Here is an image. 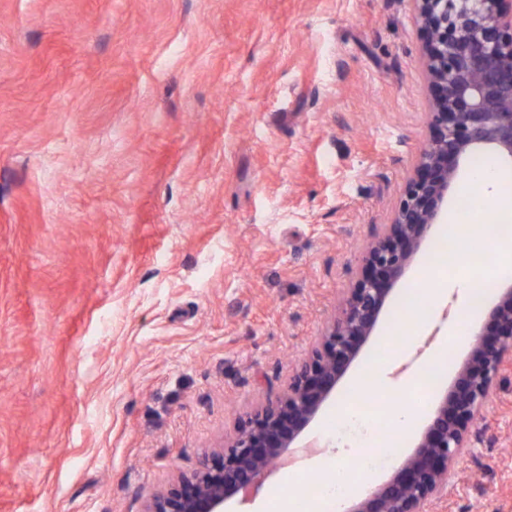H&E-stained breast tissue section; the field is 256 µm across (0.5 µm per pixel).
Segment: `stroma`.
Returning a JSON list of instances; mask_svg holds the SVG:
<instances>
[{"mask_svg":"<svg viewBox=\"0 0 512 512\" xmlns=\"http://www.w3.org/2000/svg\"><path fill=\"white\" fill-rule=\"evenodd\" d=\"M420 48L408 0H0V512H142L282 393L428 136ZM432 247L326 412L413 283L464 363ZM477 427L435 512H512V368Z\"/></svg>","mask_w":512,"mask_h":512,"instance_id":"35a3bbf8","label":"stroma"}]
</instances>
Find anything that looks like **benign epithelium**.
I'll list each match as a JSON object with an SVG mask.
<instances>
[{"instance_id": "1", "label": "benign epithelium", "mask_w": 512, "mask_h": 512, "mask_svg": "<svg viewBox=\"0 0 512 512\" xmlns=\"http://www.w3.org/2000/svg\"><path fill=\"white\" fill-rule=\"evenodd\" d=\"M430 88V135L385 231L359 256L361 275L284 392L240 418L233 435L147 500L143 512H224L230 495L259 489L301 443L338 381L375 335L391 286L447 214L461 165L475 154L512 162V0H410ZM494 333L474 332L469 355L438 395L412 449L347 512H429L448 496L463 452L481 439L475 421L512 357V283L488 312Z\"/></svg>"}]
</instances>
